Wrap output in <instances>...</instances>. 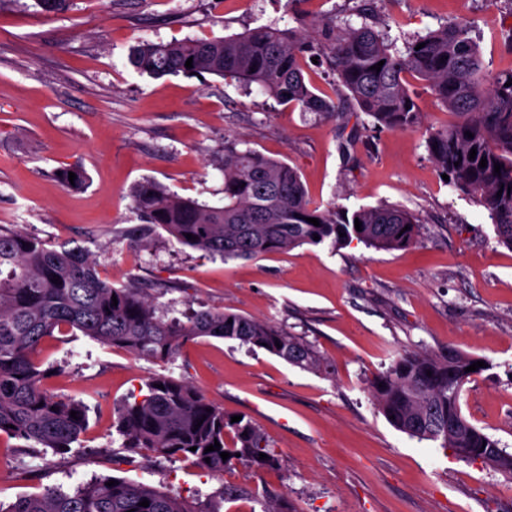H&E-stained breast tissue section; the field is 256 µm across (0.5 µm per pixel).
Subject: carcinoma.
<instances>
[{
  "instance_id": "cac0c4a2",
  "label": "carcinoma",
  "mask_w": 512,
  "mask_h": 512,
  "mask_svg": "<svg viewBox=\"0 0 512 512\" xmlns=\"http://www.w3.org/2000/svg\"><path fill=\"white\" fill-rule=\"evenodd\" d=\"M355 27H338L330 18L312 22L314 33L268 24L215 40L144 43L132 49L131 65L154 79L203 74L256 86L279 103L348 117L364 112L390 130L421 125L412 74L457 121L426 129L429 156L448 184L472 196L488 212L501 244L512 248V68H486L466 21L446 24L406 43L404 50L377 30L372 16ZM425 47L416 49L419 44ZM324 58L341 98L319 95L306 80L307 57ZM192 67H185L188 58ZM383 63L380 71L372 66ZM473 137H468L467 133ZM476 149L475 159H469ZM487 166L479 167L481 159ZM503 165L494 173V164ZM224 204L209 206L145 180L136 185L134 205L144 226L143 244L159 227L178 244L209 257L250 259L288 252L304 244L337 247L355 238L379 250L413 244L418 217L389 204L352 213L312 201L299 172L287 163L253 150L224 147ZM75 173L69 181V173ZM67 188L84 187L85 173L60 169ZM317 218L315 226L307 219ZM362 230L355 229V221ZM409 230H404L405 226ZM195 236L190 240L186 234ZM319 240H314V236ZM59 277V283L52 282ZM118 304L112 305V297ZM79 331L102 345L137 358L165 362L198 337L236 340L257 347L302 370L326 369L321 356L299 336L264 319L207 309L181 320H163L147 296L115 288L98 276L95 262L75 249L57 247L22 230L0 227V435L65 453L89 424L85 404L52 392L55 373L38 358L48 337ZM475 362L455 349L415 351L398 356L374 376L369 388L378 411L398 431L440 442L463 461L512 476V453L463 415V386ZM141 399L115 411L112 428L119 451L141 448L167 460L185 459L203 471L220 473L234 463L275 469L280 454L250 422H231L224 409L182 379L155 374L141 387ZM76 412L71 417L70 412ZM219 442L216 451L207 446ZM196 450H191V447ZM230 457L222 460L220 453ZM264 453L267 458L259 459ZM210 462H205V459ZM94 478L64 491L50 487L21 495L0 512H220V503L250 499L262 512H290L288 502L265 490L256 494L226 487L213 498L192 503L169 492L116 476ZM147 500L149 506L140 502Z\"/></svg>"
}]
</instances>
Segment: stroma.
Here are the masks:
<instances>
[{"label":"stroma","instance_id":"35a3bbf8","mask_svg":"<svg viewBox=\"0 0 512 512\" xmlns=\"http://www.w3.org/2000/svg\"><path fill=\"white\" fill-rule=\"evenodd\" d=\"M360 0H71L60 14L0 0V225L89 254L116 288H138L165 317L200 309L268 320L311 343L328 372L301 370L232 340L199 337L169 363L115 351L82 334L47 340L52 390L88 408L78 448L16 452L0 436V504L48 487L121 476L206 498L225 486L284 495L293 512H512V478L396 430L369 382L400 354L463 351L486 368L465 384L462 412L512 452V249L485 209L432 164L425 129L454 117L411 85L421 127L389 130L277 103L212 75L153 79L129 62L141 44L211 40L317 16L360 25ZM396 44L470 21L488 69L512 66V0H376ZM297 168L313 200L343 211L397 204L420 220L416 242L384 251L351 240L223 261L164 230L140 247L132 189L151 180L210 206L224 202V144ZM78 167L64 187L54 172ZM197 387L244 416L279 451L276 469L212 475L151 451L112 460L115 408L153 374ZM29 474L16 478V461Z\"/></svg>","mask_w":512,"mask_h":512}]
</instances>
